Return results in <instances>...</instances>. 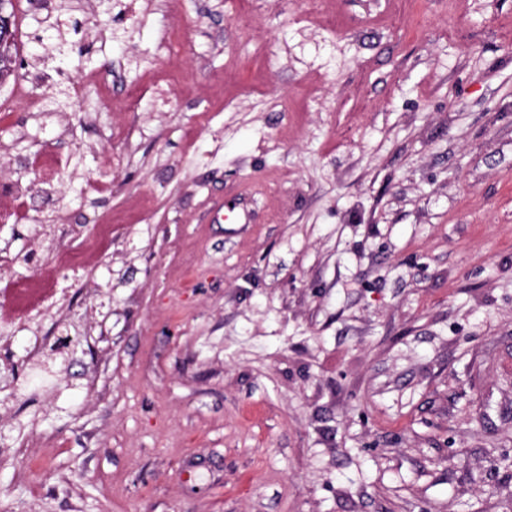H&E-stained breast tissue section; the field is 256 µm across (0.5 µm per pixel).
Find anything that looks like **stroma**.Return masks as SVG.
Segmentation results:
<instances>
[{
    "label": "stroma",
    "mask_w": 512,
    "mask_h": 512,
    "mask_svg": "<svg viewBox=\"0 0 512 512\" xmlns=\"http://www.w3.org/2000/svg\"><path fill=\"white\" fill-rule=\"evenodd\" d=\"M54 11L23 68L112 78L63 140L0 112L38 197L0 290L57 279L32 321L72 340L0 401V512H512V0H142L104 41Z\"/></svg>",
    "instance_id": "obj_1"
}]
</instances>
